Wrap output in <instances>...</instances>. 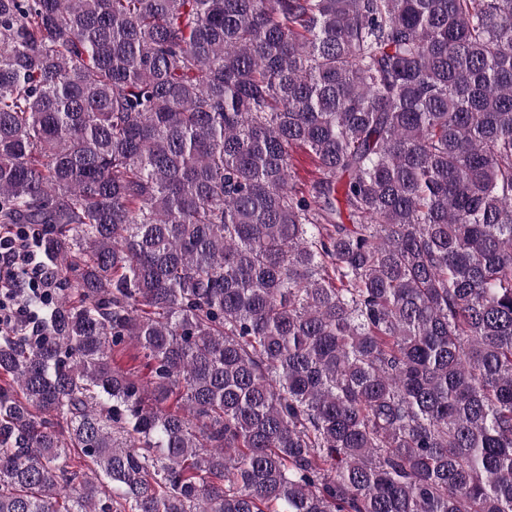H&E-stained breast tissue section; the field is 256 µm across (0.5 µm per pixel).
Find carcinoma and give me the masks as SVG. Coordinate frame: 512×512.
<instances>
[{
    "label": "carcinoma",
    "instance_id": "cac0c4a2",
    "mask_svg": "<svg viewBox=\"0 0 512 512\" xmlns=\"http://www.w3.org/2000/svg\"><path fill=\"white\" fill-rule=\"evenodd\" d=\"M0 224V512H512V0H0ZM294 180L297 183L309 181L317 172L316 162L309 153L297 149L292 153ZM36 238L16 226L0 233V335L41 336L33 301L48 299L58 283V273L36 249ZM17 288L28 290L29 301L20 299ZM115 364L124 369L131 370L138 374L140 378L146 379L148 375V369L145 366V362L139 353V350L133 345H127L124 349L114 354Z\"/></svg>",
    "mask_w": 512,
    "mask_h": 512
}]
</instances>
